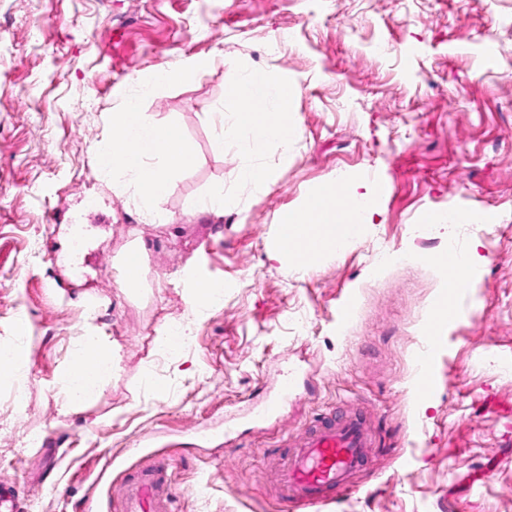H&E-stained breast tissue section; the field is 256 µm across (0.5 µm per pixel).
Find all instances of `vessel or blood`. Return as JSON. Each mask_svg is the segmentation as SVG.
Masks as SVG:
<instances>
[{
  "instance_id": "obj_1",
  "label": "vessel or blood",
  "mask_w": 512,
  "mask_h": 512,
  "mask_svg": "<svg viewBox=\"0 0 512 512\" xmlns=\"http://www.w3.org/2000/svg\"><path fill=\"white\" fill-rule=\"evenodd\" d=\"M293 388V378L285 377L279 396L265 404L257 420L280 415ZM375 445L376 433L359 412L324 415L311 422L273 471L284 512H307L349 493L354 475L368 464ZM120 486L121 512H175L170 465L158 453L126 467Z\"/></svg>"
}]
</instances>
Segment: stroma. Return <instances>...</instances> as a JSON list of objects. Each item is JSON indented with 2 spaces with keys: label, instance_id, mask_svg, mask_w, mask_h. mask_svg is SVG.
<instances>
[{
  "label": "stroma",
  "instance_id": "35a3bbf8",
  "mask_svg": "<svg viewBox=\"0 0 512 512\" xmlns=\"http://www.w3.org/2000/svg\"><path fill=\"white\" fill-rule=\"evenodd\" d=\"M510 45L512 0H0V345H19L26 384L20 401L0 386V480L23 512H100L99 470L147 443L171 456L176 512H281L270 470L288 440L354 401L378 446L319 512H512ZM219 52L141 103L195 155L143 214L92 148L138 77ZM250 69L296 89V138L263 148L262 191L239 181V140L211 120L237 110L228 90ZM339 178L371 187L374 221L297 267L276 252L279 215ZM219 182L223 212H188ZM476 240L456 318L430 323L448 279L428 257ZM136 244L131 294L117 273ZM393 249L413 264L377 265ZM207 275L224 304L197 312L188 289ZM89 307L115 369L67 412L60 378ZM175 325L190 346L160 350ZM427 340L424 391L411 360ZM289 371L282 417L254 421ZM144 265V249L142 247L130 249L119 266L121 287L128 291L137 290L143 280Z\"/></svg>",
  "mask_w": 512,
  "mask_h": 512
}]
</instances>
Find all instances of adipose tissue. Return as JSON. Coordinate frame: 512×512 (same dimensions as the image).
<instances>
[{"label": "adipose tissue", "mask_w": 512, "mask_h": 512, "mask_svg": "<svg viewBox=\"0 0 512 512\" xmlns=\"http://www.w3.org/2000/svg\"><path fill=\"white\" fill-rule=\"evenodd\" d=\"M230 95L240 104L232 121L241 132L248 153L260 152L271 142L284 148L293 141L296 128L289 103L295 90L286 81L263 71L248 70L231 87ZM109 122L111 136L94 148L98 170L103 178L127 188L136 206L153 213L172 179L194 162L183 132L176 123L161 122L141 112L135 98L127 99L111 112ZM334 190L331 183L314 190L300 209L289 212L288 220L313 225L317 237L335 250L351 239L350 225L372 223L374 208L369 192L349 185L345 195L349 202L359 203L361 210L339 216L330 201ZM112 370V348L106 336L93 324H86L73 364L62 377L63 409L69 411L91 402Z\"/></svg>", "instance_id": "ef3b65f1"}]
</instances>
